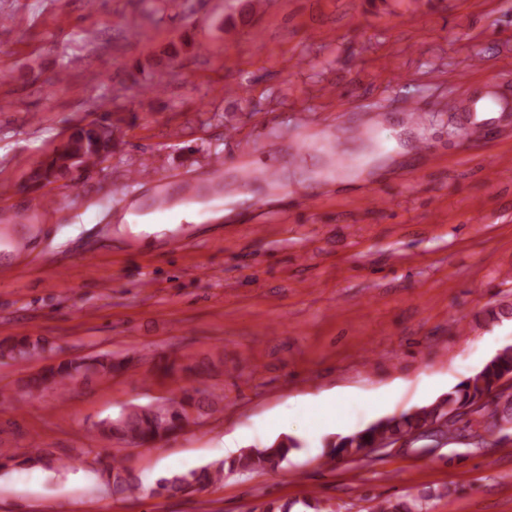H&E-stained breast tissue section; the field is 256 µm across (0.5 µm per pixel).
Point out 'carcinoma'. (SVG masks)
Listing matches in <instances>:
<instances>
[{
  "label": "carcinoma",
  "mask_w": 512,
  "mask_h": 512,
  "mask_svg": "<svg viewBox=\"0 0 512 512\" xmlns=\"http://www.w3.org/2000/svg\"><path fill=\"white\" fill-rule=\"evenodd\" d=\"M112 125L105 128L75 126L69 139L62 141L48 154L36 169L33 179L37 182L71 176L73 169L81 173L88 172V162H105L112 153ZM45 346L41 340H31L22 336L10 344L0 345V358L34 359L44 358ZM124 360L108 355L89 360H70L51 364L33 375L26 383L28 391L33 392L50 385L65 389L72 382L90 381L104 377L114 371L126 368ZM506 375H512V345L504 346L478 372L455 386L436 402L407 412L400 417L387 418L375 426L361 429L324 445V456L332 461L338 457L353 458L365 448L378 443L387 445L398 436L428 428L443 416L442 407L466 406L484 397L494 398L492 406L480 407L484 431L490 435L502 424H512V393L501 389L499 383ZM215 405L208 396L199 399L191 395L170 398L167 402L129 411L118 418H106L98 423L99 431L104 435L116 436L134 447L144 446L170 437L183 430L189 421V410L197 412ZM295 439L288 437L264 448H244L231 459L215 462L199 470L174 474L158 480L155 486L144 488L141 482L122 466L112 465L102 472L107 483L112 485L116 494L135 495L141 492L154 496L199 491L206 486L221 482L224 471H253L265 468H277L287 459L288 454L299 448ZM375 512H422L420 499L414 497L406 502L393 504L382 502Z\"/></svg>",
  "instance_id": "1"
}]
</instances>
